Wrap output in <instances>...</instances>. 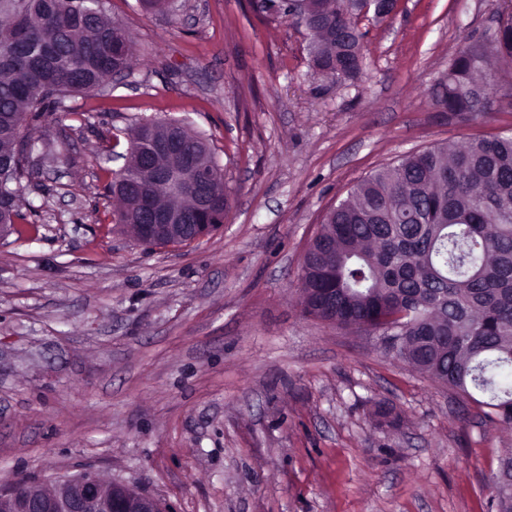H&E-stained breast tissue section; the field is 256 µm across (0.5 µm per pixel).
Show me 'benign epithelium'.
Masks as SVG:
<instances>
[{
  "label": "benign epithelium",
  "mask_w": 512,
  "mask_h": 512,
  "mask_svg": "<svg viewBox=\"0 0 512 512\" xmlns=\"http://www.w3.org/2000/svg\"><path fill=\"white\" fill-rule=\"evenodd\" d=\"M354 22L367 17L370 8L385 18L395 14L398 0H349ZM153 128L164 130L158 137L151 132L142 140L138 162L149 174L146 185L130 186L127 197L135 202L137 220L124 228L141 244L161 239H203L210 225L198 219L214 209L219 196L217 182L201 166L195 153L184 147L180 124L158 120ZM165 187L176 197L190 201L191 209L164 208L156 202L152 188ZM0 512H163L153 496L134 491L122 484L105 482L93 472H84L43 490L25 479L0 490Z\"/></svg>",
  "instance_id": "7a95c632"
}]
</instances>
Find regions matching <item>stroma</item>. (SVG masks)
Masks as SVG:
<instances>
[{"instance_id": "obj_1", "label": "stroma", "mask_w": 512, "mask_h": 512, "mask_svg": "<svg viewBox=\"0 0 512 512\" xmlns=\"http://www.w3.org/2000/svg\"><path fill=\"white\" fill-rule=\"evenodd\" d=\"M136 61L66 96L28 136L63 145L21 182L0 238V488L84 472L167 512H497L512 431L388 354L384 339L305 318L298 274L329 209L402 156L512 135V82L492 112L448 124L450 59L507 0H401L362 21L364 63L312 66L296 16L251 0H103ZM144 119L188 122L224 170V226L146 248L108 191ZM388 408L394 424L371 416Z\"/></svg>"}]
</instances>
